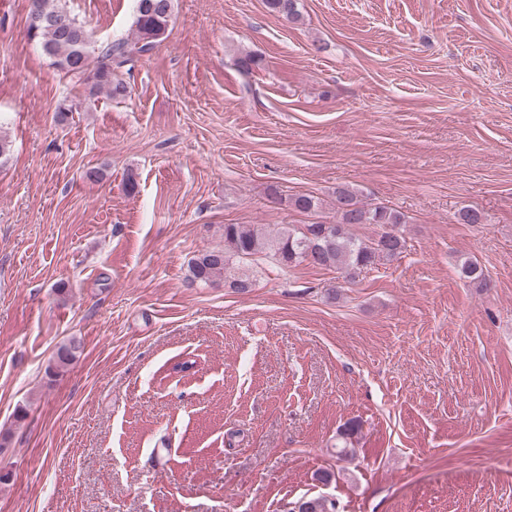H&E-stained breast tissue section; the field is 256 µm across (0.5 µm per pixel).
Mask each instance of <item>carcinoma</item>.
<instances>
[{"label":"carcinoma","instance_id":"1","mask_svg":"<svg viewBox=\"0 0 512 512\" xmlns=\"http://www.w3.org/2000/svg\"><path fill=\"white\" fill-rule=\"evenodd\" d=\"M135 39L116 40L97 49L92 31L78 20L62 0H29L28 13H37L44 21L28 27L29 34L40 45L63 78L84 85L89 94L105 92L111 99L128 94L126 81L115 70L133 65L138 56L153 49L167 34L172 21L173 0H135ZM269 12L287 20L300 17V0H265ZM96 57H91L92 53ZM271 195L279 203L307 216L323 209V202L313 195L286 198L273 188ZM336 219L329 224H284L277 231L265 224L224 225V246L199 252L190 263V280L208 284L217 279H232L254 286V268L268 262L292 267L309 262L314 267L335 269L343 282L352 283L365 269L383 260H393L403 253L406 240L400 232L408 223L400 211L386 206L364 204L355 190L339 187L334 193ZM373 224L379 228L367 240L357 237L352 227ZM460 274L479 288L488 289L492 282L483 268L466 259L460 263ZM81 350V342L70 337L55 350L45 370L49 377L71 365Z\"/></svg>","mask_w":512,"mask_h":512}]
</instances>
